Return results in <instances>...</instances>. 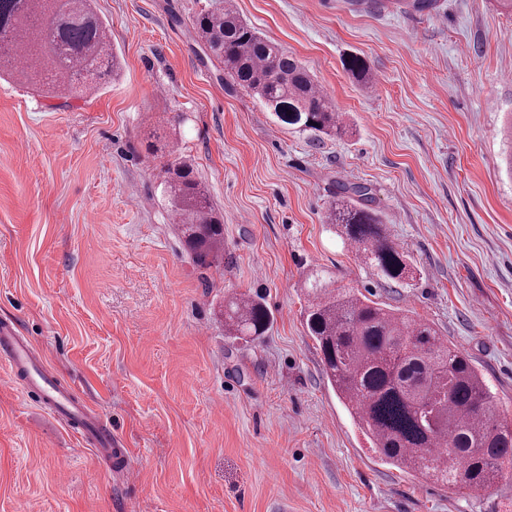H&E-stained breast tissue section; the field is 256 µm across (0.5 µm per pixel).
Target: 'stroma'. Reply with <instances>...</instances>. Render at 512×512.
Wrapping results in <instances>:
<instances>
[{"label": "stroma", "instance_id": "obj_1", "mask_svg": "<svg viewBox=\"0 0 512 512\" xmlns=\"http://www.w3.org/2000/svg\"><path fill=\"white\" fill-rule=\"evenodd\" d=\"M206 0H94L122 69L48 98L0 72V321L112 424L133 476L0 365V512H512V482L454 493L383 464L322 372L303 282L412 310L468 354L512 420V12L498 0H232L311 71L342 137L280 125L224 83L191 27ZM363 58L371 84L344 68ZM224 217L196 266L162 192L170 151ZM407 252L378 278L326 222L339 183ZM263 336H226L225 296ZM269 315L259 298L235 294L224 298V330L237 339L262 336Z\"/></svg>", "mask_w": 512, "mask_h": 512}]
</instances>
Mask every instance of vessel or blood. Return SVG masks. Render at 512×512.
<instances>
[{
    "mask_svg": "<svg viewBox=\"0 0 512 512\" xmlns=\"http://www.w3.org/2000/svg\"><path fill=\"white\" fill-rule=\"evenodd\" d=\"M0 362L10 379L33 392L40 407L68 427L83 429L92 440L100 459L108 461L119 478H128L131 469L123 449L114 447L111 424L94 408L82 402L74 389L54 377L40 350L13 324L0 323Z\"/></svg>",
    "mask_w": 512,
    "mask_h": 512,
    "instance_id": "vessel-or-blood-1",
    "label": "vessel or blood"
}]
</instances>
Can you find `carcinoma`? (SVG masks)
Masks as SVG:
<instances>
[{
	"label": "carcinoma",
	"instance_id": "1",
	"mask_svg": "<svg viewBox=\"0 0 512 512\" xmlns=\"http://www.w3.org/2000/svg\"><path fill=\"white\" fill-rule=\"evenodd\" d=\"M196 37L231 85L264 103L277 121L300 131L342 135L340 113L295 57L265 38L229 0H206L192 19ZM107 23L93 0H0V56L24 52L33 64L10 66L20 83L47 93H93L120 68ZM346 71L366 81V63ZM164 165L165 191L186 250L201 268L224 261V224L193 166L177 151ZM370 189L342 183L326 222L379 277L412 279L407 255L369 208ZM303 320L322 355L326 377L368 439L375 456L460 491L512 481V423L467 356L429 322L391 309L352 288L333 287L326 269L304 281ZM269 315L258 299H224V330L237 339L265 333Z\"/></svg>",
	"mask_w": 512,
	"mask_h": 512
}]
</instances>
